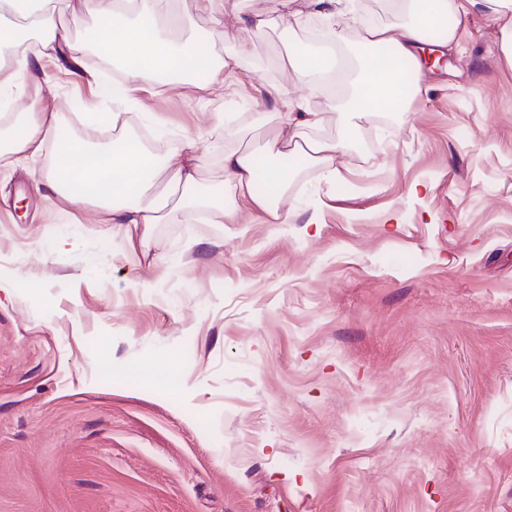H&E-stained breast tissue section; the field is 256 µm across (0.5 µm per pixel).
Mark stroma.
Returning a JSON list of instances; mask_svg holds the SVG:
<instances>
[{"label":"stroma","instance_id":"35a3bbf8","mask_svg":"<svg viewBox=\"0 0 512 512\" xmlns=\"http://www.w3.org/2000/svg\"><path fill=\"white\" fill-rule=\"evenodd\" d=\"M182 34L248 76L101 101L100 50L39 61L31 101L79 141L206 150L288 140L289 99L338 137L346 82H290L309 0H174ZM268 23L255 27L252 17ZM483 11L406 111L291 171L290 218L240 202L103 224L36 192L45 142L0 155V512H512V64ZM118 112L117 127L98 113ZM264 121H256V113ZM233 137L221 138L223 128ZM65 250H57L60 240ZM178 365L176 383L139 377Z\"/></svg>","mask_w":512,"mask_h":512}]
</instances>
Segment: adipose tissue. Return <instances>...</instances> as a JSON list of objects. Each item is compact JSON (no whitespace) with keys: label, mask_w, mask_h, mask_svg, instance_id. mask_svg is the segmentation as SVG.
<instances>
[{"label":"adipose tissue","mask_w":512,"mask_h":512,"mask_svg":"<svg viewBox=\"0 0 512 512\" xmlns=\"http://www.w3.org/2000/svg\"><path fill=\"white\" fill-rule=\"evenodd\" d=\"M83 12H75L71 0H0V46L13 50L10 70L0 75V102L8 100L31 70L34 61L48 50L67 52L78 59L81 44L70 41L66 31L78 25L83 15L98 22L102 33L99 48L123 65L127 84L154 82L162 74L198 73V47L180 46L162 36V23L170 21V0H83ZM486 8L502 21L500 49L512 62V0H391L390 19L364 28L371 53L358 76L359 89L342 105L346 128L326 141L268 140L262 151L228 150L224 153V182L231 199L216 202L195 193L196 170L186 150L155 156L140 140L126 138L120 144L90 148L70 136L54 113L16 116L9 152H35L45 141H53L57 160L43 184L72 207L101 203L105 224H159L175 220L179 206L169 188L188 190L189 204L197 209L220 208L225 223L238 221L237 199H245L268 212L280 224L287 223L288 210L279 206L288 188V173L276 164L285 152L302 157L310 165L322 166L352 145V130L367 114L380 110L405 111L410 92L395 64L414 60V49L433 27L443 30L442 42L452 45L455 28L449 17L463 18ZM386 50L380 59L378 50Z\"/></svg>","instance_id":"adipose-tissue-1"}]
</instances>
